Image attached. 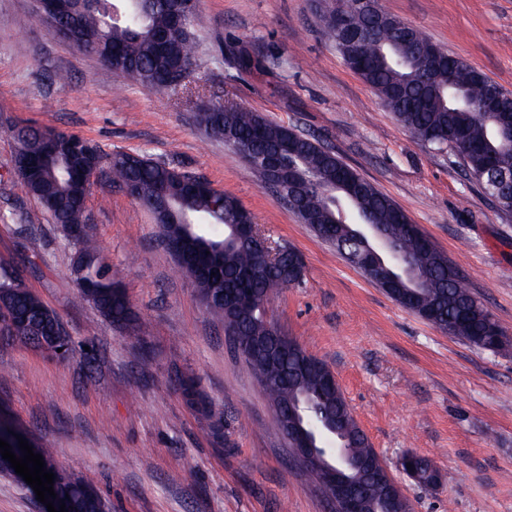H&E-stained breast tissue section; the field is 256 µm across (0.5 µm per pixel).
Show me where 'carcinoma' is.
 Masks as SVG:
<instances>
[{
    "mask_svg": "<svg viewBox=\"0 0 512 512\" xmlns=\"http://www.w3.org/2000/svg\"><path fill=\"white\" fill-rule=\"evenodd\" d=\"M119 7L120 16L114 19L98 10L89 9L83 14L82 28L76 33L77 50L97 57L116 75L146 89H160L159 72L169 67L172 78L166 91L180 97L193 89L200 90L194 69L197 9H191L184 30L170 34L166 55L161 57L154 34L171 28L169 10L159 0H139L135 11L129 10L124 2ZM335 7L349 17L355 28H365V20L359 14V0H333L328 4V11ZM391 25L387 21L375 35L367 36L362 46L360 78L422 144L438 151H453L459 142L468 144L471 150L463 159L464 166L480 188L487 189L478 175L488 165L512 172V143L499 134L496 114L482 108L483 84L476 78L478 71L462 61L450 71L445 63L435 72L432 86L426 87L420 75L423 64L413 60V44L394 36ZM229 54L241 70L262 67L259 58L245 50L232 47ZM198 122L211 137L234 138L238 145L235 153L265 183L268 182L266 168L255 157L272 148L284 147V168L297 172L308 182L300 209L310 227H334L336 250L359 255L370 244L367 226H377L393 245L397 258L408 261L415 270L412 277H401L394 282V297H410L414 314L434 310V326L443 332L451 329L453 335L464 336L482 349L502 348L489 336L492 315L471 295L459 276L448 272L444 253L421 246L407 225L397 219L403 209L335 154L309 138L290 153L286 150V140L295 136L292 129L260 112L231 102L223 104L212 95L200 106ZM13 137L14 167L19 169L34 162L39 168L37 176L24 183L27 193L39 202L60 234L72 242L84 276L99 284L98 296L92 297L82 289L81 298L113 323L133 321L125 291L114 281L111 267L89 234L90 219L83 207L89 184L82 174L88 165L89 143L77 134L58 129L49 145L42 128L28 124L16 127ZM97 160L103 165V180L109 185L120 188L130 182L137 184V203L141 207H147L160 191L165 199L174 201L177 216L162 227V233L176 241L185 253L197 255L223 247L217 253L223 261L222 273L213 275L203 271L193 280L199 296L224 289L251 295L252 309L245 317L226 313L219 304L209 311L221 319L224 331L236 334L243 345H249L255 336L268 335L270 327L264 318V304L274 290L285 287L292 268L303 266L301 256L295 251L285 252L280 271L266 275L265 260L247 247L229 242L231 225L239 223L244 216V207L235 197L226 194L227 203L217 206L207 192L187 189L188 173L145 155L106 153L99 149ZM74 225L83 226L82 236L76 239L70 236ZM0 303L6 308L31 313L44 329L60 322L58 313L27 286L16 266L2 259ZM13 336L56 357L55 343L49 336H32L24 326L16 327ZM269 373L275 379L283 374L286 379L263 384L262 391L277 406L294 407L299 403L310 406L302 424L327 460L332 461L336 456L330 453V435L313 421L319 415L336 418V427L347 434L344 445L349 455L366 458L371 454L372 446L353 418L341 390L334 394L324 392L319 373L302 372L292 365L286 373L276 366ZM180 390L187 405L203 412L208 410V401L194 378L182 377ZM33 451L42 455L45 469L54 473V487L58 492L76 501L78 512H104L100 492L60 469L49 449L37 444ZM357 490L368 512H402L406 508L401 501L389 500L385 487L367 474L359 480Z\"/></svg>",
    "mask_w": 512,
    "mask_h": 512,
    "instance_id": "cac0c4a2",
    "label": "carcinoma"
}]
</instances>
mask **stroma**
Segmentation results:
<instances>
[{
	"label": "stroma",
	"mask_w": 512,
	"mask_h": 512,
	"mask_svg": "<svg viewBox=\"0 0 512 512\" xmlns=\"http://www.w3.org/2000/svg\"><path fill=\"white\" fill-rule=\"evenodd\" d=\"M381 4L512 92V0ZM198 18L195 74L207 88L318 140L389 196L448 255L509 342L481 349L402 308L206 137L193 101L118 77L53 38L33 0H0V257L23 270L75 346L58 362L0 334V418L53 449L112 512H328L158 224L121 191L93 188L89 206L136 322L117 327L81 298L72 245L12 170L13 126H52L207 179L273 244L301 255V282L271 294L268 316L335 373L412 512H512V214L464 177L452 153L414 139L345 65L319 0H200ZM232 46L263 69L239 72ZM60 71L66 83L55 81ZM183 374L198 379L210 414L183 402ZM214 416L224 421L219 438ZM408 453L432 461L439 486L399 469Z\"/></svg>",
	"instance_id": "1"
}]
</instances>
